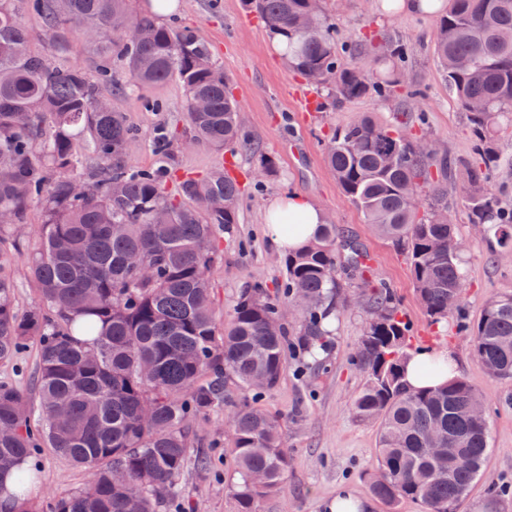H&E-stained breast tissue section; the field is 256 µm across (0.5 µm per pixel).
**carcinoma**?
Segmentation results:
<instances>
[{
    "instance_id": "1",
    "label": "carcinoma",
    "mask_w": 512,
    "mask_h": 512,
    "mask_svg": "<svg viewBox=\"0 0 512 512\" xmlns=\"http://www.w3.org/2000/svg\"><path fill=\"white\" fill-rule=\"evenodd\" d=\"M130 0H0V236L22 241L28 208L41 210L38 246L27 275L38 299L21 310L10 260L0 257V362L31 342L38 345L39 407L32 412L18 386L0 382V477L21 491L34 474L20 461L47 446L91 474L86 487L58 498L54 512H157L174 493L187 465L185 421L225 403L224 383L242 396L227 418L237 481L238 512L284 487L288 456L279 420L257 407L276 386L289 348L288 329L267 322L289 302L301 314V345L325 349L324 322L338 300V277L361 280L367 312L353 362L366 383L353 409L380 425L376 498L388 505L421 501L428 512H455L477 483L489 455V417L469 418L480 393L457 378L434 389L409 390L401 369L411 329L393 288L363 280L366 252L328 222L307 249L288 255L284 300H273L254 281L240 290L229 318L212 300L209 273L218 237L237 223L239 185L224 169L202 179H171L172 134L151 140L155 163L134 167L127 147L137 133L98 77L62 69L28 46L21 13L40 17L56 38L109 46L131 81L115 84L157 110L147 92L171 80L187 92L192 141L238 146L250 135L227 94L224 71L208 44L189 26L162 25L137 15ZM270 32L286 39L292 64L317 84L332 83L341 104L374 92L387 98L403 83L404 53L385 38L380 54L395 67L374 79L358 40L337 49L336 28L320 0H248ZM512 0H448L437 25L435 54L448 89L466 109L478 139L477 157L457 159L465 177L470 222L497 248L512 251V203L493 190L498 167L496 127L512 123ZM409 111L379 124L369 117L336 129L325 147L328 167L365 223L403 247L418 300L431 325L452 320L470 332L473 354L491 375L512 379V294L491 296L478 321L463 314L462 245L454 225L434 219L448 208L447 161L406 137ZM87 134L94 167L84 171L76 137ZM457 297L448 308V299ZM153 364L150 373L143 365ZM151 407L154 420L143 418ZM447 450L436 457L435 449ZM262 473L266 484L253 486Z\"/></svg>"
}]
</instances>
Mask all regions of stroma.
<instances>
[{
    "instance_id": "35a3bbf8",
    "label": "stroma",
    "mask_w": 512,
    "mask_h": 512,
    "mask_svg": "<svg viewBox=\"0 0 512 512\" xmlns=\"http://www.w3.org/2000/svg\"><path fill=\"white\" fill-rule=\"evenodd\" d=\"M322 7L340 40L389 35L403 44L409 53L405 80L423 89L421 108L426 114L425 125L410 123L407 132L433 141L440 155L448 158L474 157L476 141L466 112L449 92L434 53L437 15H387L378 0H322ZM173 17L193 27L210 45L238 104L239 120L253 142L247 152L206 143L175 148L177 178H201L221 167L244 189L238 222L220 238L210 274L216 308L230 312L248 281L262 282L270 296H281L287 254L270 241L264 216L277 197L293 191L307 195L344 235L364 244L370 257L368 279L374 284L388 282L395 289L415 332L413 348L453 349L462 360V378L482 397L490 416L491 451L481 479L458 503L456 512H512V405L505 402L507 394H512V382L487 374L473 356L468 333L429 326L401 250L365 224L362 212L341 193L325 162L324 145L336 127L365 116L389 121L402 107L404 91L386 100L368 95L332 106L330 86L308 83L287 59L278 56L266 25L245 0H181ZM100 90L111 96L113 108L125 113L139 133L129 148L133 165L153 164L147 142L156 128L189 129L187 95L179 83L151 90V97L163 105L158 112L146 109L136 97L112 95L109 85H101ZM267 157L275 160L277 173L262 178L258 171ZM447 183L448 218L464 245V307L474 320L491 295L512 294V254L496 251L480 227L470 223L460 173L449 172ZM40 222L39 208H30L23 226L25 237L11 251L16 305L22 310L36 300L25 259ZM340 294L341 302L328 319L329 348L315 354L301 349L286 352L278 384L259 399L260 407L281 424L288 472L281 490L258 500L257 512H323L324 502L341 487L371 501L373 512H426L420 501L403 500L391 506L375 500L371 492L378 425L358 418L353 410L365 377L351 361L366 314L356 284L345 285ZM226 415L219 408L200 418H187L192 433L190 462L178 480L176 497L159 512H237L230 491L235 476ZM31 460L37 479L29 486L27 499L42 512H48L58 496L87 482L85 469L53 449H38Z\"/></svg>"
}]
</instances>
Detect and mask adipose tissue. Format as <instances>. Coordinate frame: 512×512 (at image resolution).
Listing matches in <instances>:
<instances>
[{
  "instance_id": "1",
  "label": "adipose tissue",
  "mask_w": 512,
  "mask_h": 512,
  "mask_svg": "<svg viewBox=\"0 0 512 512\" xmlns=\"http://www.w3.org/2000/svg\"><path fill=\"white\" fill-rule=\"evenodd\" d=\"M290 217L297 223L294 233L284 234L280 229L282 217ZM267 230L272 239L280 248L286 251H300L314 242L322 232L325 222L323 211L309 198L299 193L291 192L273 203L267 212ZM435 360L447 367V374L442 378H435L429 382H422L418 376L419 366L427 361ZM460 362L453 350H434L422 348L409 356L404 367V381L413 388L429 385L437 387L443 385L445 380L454 379L459 373Z\"/></svg>"
}]
</instances>
